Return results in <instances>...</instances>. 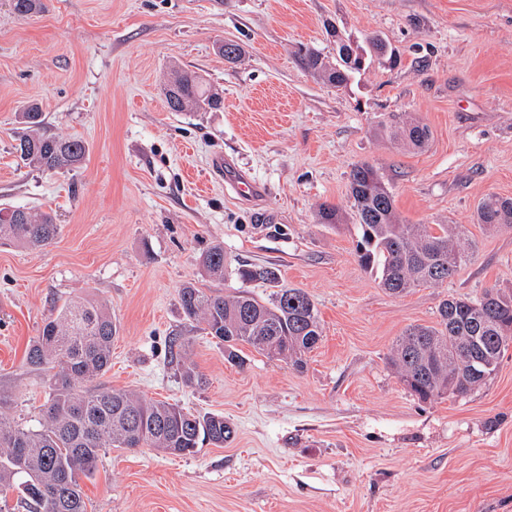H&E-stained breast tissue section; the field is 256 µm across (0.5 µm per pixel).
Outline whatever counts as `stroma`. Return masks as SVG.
<instances>
[{"label":"stroma","instance_id":"stroma-1","mask_svg":"<svg viewBox=\"0 0 512 512\" xmlns=\"http://www.w3.org/2000/svg\"><path fill=\"white\" fill-rule=\"evenodd\" d=\"M36 15L0 0V208L51 211L40 250L0 243V414L37 425L49 375L30 342L68 300L107 305L118 333L103 385L221 414L231 443L190 456L109 448L83 481L88 512H512V345L485 384L422 402L389 364L398 336L433 324L444 296L512 293V227L476 221L483 197H512V0H44ZM356 45L377 37L391 67L343 87L304 70L306 46L335 57L327 23ZM221 40L241 54L227 61ZM203 76L222 108L172 112L173 69ZM35 103L47 133L83 140L70 173L24 166L16 114ZM408 112L419 151L377 134ZM224 156L263 187L238 198L215 176ZM377 164L400 217L462 225L476 249L440 287L385 293L355 255L348 175ZM340 224L318 223L321 204ZM277 269L312 298L323 335L303 370L243 347L244 367L187 319L179 290L226 295L198 258ZM191 363L203 377L182 375Z\"/></svg>","mask_w":512,"mask_h":512}]
</instances>
